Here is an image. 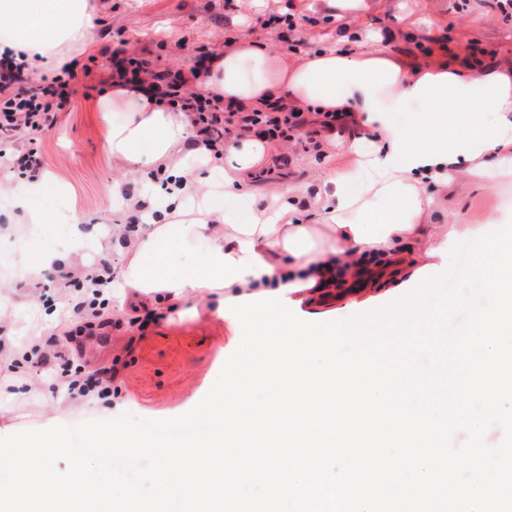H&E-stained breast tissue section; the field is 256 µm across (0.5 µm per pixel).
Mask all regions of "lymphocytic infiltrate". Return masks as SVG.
<instances>
[{
  "label": "lymphocytic infiltrate",
  "instance_id": "f902f5d3",
  "mask_svg": "<svg viewBox=\"0 0 512 512\" xmlns=\"http://www.w3.org/2000/svg\"><path fill=\"white\" fill-rule=\"evenodd\" d=\"M115 74L119 79L141 81L149 77L159 100L177 106L192 126L198 128L208 150L219 152L233 130L251 133L265 143L299 141L303 148L320 149L324 132L345 129L354 117L349 112H320L309 117L305 112H288L276 107L242 112L214 102L197 92L187 91L181 78L167 71H154L150 61L118 59ZM76 75L72 65L47 85L26 86L23 72L12 58L0 56V136L12 137L25 131L38 135L49 130L57 112L71 103Z\"/></svg>",
  "mask_w": 512,
  "mask_h": 512
}]
</instances>
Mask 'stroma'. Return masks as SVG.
Listing matches in <instances>:
<instances>
[{
	"mask_svg": "<svg viewBox=\"0 0 512 512\" xmlns=\"http://www.w3.org/2000/svg\"><path fill=\"white\" fill-rule=\"evenodd\" d=\"M95 48L78 54L76 93L68 108L58 113L55 125L37 140L18 133V149L35 148L43 170V188L31 199L43 216L37 237L0 239V292L12 304L0 312V328L11 331L9 348L20 356L13 367L0 366V385L18 378L31 380L35 393L20 399H2L13 420L37 430L52 422L67 426L97 419L96 411L74 398L59 399L56 379L61 370L51 356L68 351L84 375L115 366L119 374L112 382L113 401L124 402L126 413L150 420L170 419L193 409L216 380L219 364L230 356L233 330L213 311L214 302L198 301L194 314L168 319L153 313L145 325L133 322L130 311H117L115 303L102 310V329L84 337L79 314L63 319L53 311L62 294L55 288L33 286L26 262L37 252L64 247L72 235V215H80L85 266L109 261L114 275H121L128 260L125 234L112 222L126 211L123 192L138 194L143 175L128 171L113 160L106 148V128L96 107L112 86V54L120 39H128L129 56L149 60L155 70L190 75L202 52L218 54L230 40L251 37L265 41L278 52L303 53L339 43H356L368 31L394 35L395 50L424 57L430 46L403 39L419 17L436 18L444 54L465 44L484 62L512 57V18L504 17L498 0H372L370 9L350 23L313 9L312 0H94ZM295 17L293 29L267 27L263 20L275 11ZM270 155L285 154L287 167L258 178L263 195L281 192L287 184L302 185L307 196L322 188L326 173L350 165L353 155L329 145L323 156L303 152L295 142L272 144ZM119 183L120 194L105 190ZM512 202V187H501L490 175L478 179L459 167L446 194L436 201L429 221L443 228L456 219L483 224L500 216ZM338 298L313 302L310 313L344 319L367 313L400 298L402 289L394 281L381 280L370 288L343 284ZM41 335L36 363L24 361L28 338Z\"/></svg>",
	"mask_w": 512,
	"mask_h": 512,
	"instance_id": "1",
	"label": "stroma"
}]
</instances>
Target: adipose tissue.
I'll use <instances>...</instances> for the list:
<instances>
[{
    "label": "adipose tissue",
    "instance_id": "ef3b65f1",
    "mask_svg": "<svg viewBox=\"0 0 512 512\" xmlns=\"http://www.w3.org/2000/svg\"><path fill=\"white\" fill-rule=\"evenodd\" d=\"M92 27L89 0H0V46L29 71L60 73L72 51L93 46ZM194 85L219 103L246 110L277 102L288 111L362 113L365 131L345 143L357 164L330 173L310 207V222L296 213L301 191L288 185L272 205L249 207L227 224L224 200L244 195V173L262 162L264 144L244 134L230 138L220 155L191 146L183 113L144 86L113 85L104 106L125 111L124 120L108 128L113 159L143 173L190 162L224 171L223 194H201L187 179L182 196L203 195L202 205L184 211L162 198L156 207L164 211V223L129 239L123 288L131 301L147 297L180 310L199 296L228 299L235 288L250 296L287 287L290 300L299 302L302 289L342 283L347 260L366 274L398 276L411 262L405 242L429 240V256L439 257L453 238L475 230L464 224L430 232L428 187L447 188L463 163L483 174L492 155L512 168V60L491 63L476 75L466 57L409 58L373 34L349 51L313 49L291 63L264 41L248 38L213 56ZM417 106L430 131L424 138L392 118ZM463 111L491 118L466 131L457 122ZM188 232L206 242L205 262L171 266L164 250Z\"/></svg>",
    "mask_w": 512,
    "mask_h": 512
}]
</instances>
